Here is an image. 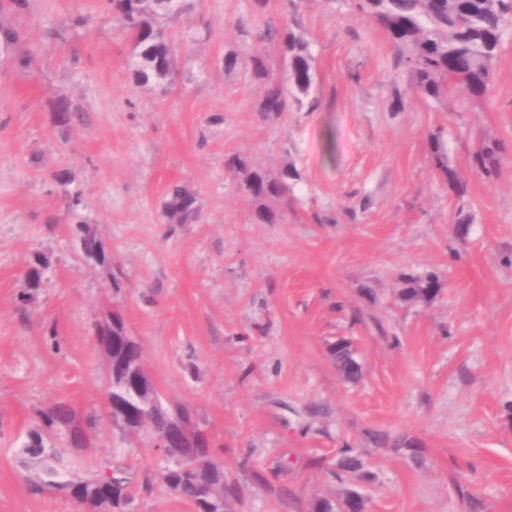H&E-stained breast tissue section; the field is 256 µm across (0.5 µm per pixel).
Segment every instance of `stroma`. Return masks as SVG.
<instances>
[{"mask_svg":"<svg viewBox=\"0 0 512 512\" xmlns=\"http://www.w3.org/2000/svg\"><path fill=\"white\" fill-rule=\"evenodd\" d=\"M285 24L309 43L319 106L264 118L261 89L224 56L278 65L256 34ZM0 25L21 34L10 56L31 61L0 64V512H85L32 489L21 445L51 403L81 419L106 408L94 329L113 310L164 406L208 434L237 512H315L353 493L364 512H512V21L487 93L436 99L356 0H269L261 14L197 0L165 22L174 75L147 86L103 0H6ZM63 103L81 114L68 128ZM436 131L464 195L442 182ZM490 141L503 151L487 178L474 153ZM228 154L300 171L282 223H255ZM174 184L194 193L197 223L161 222ZM70 191L83 208L68 209ZM78 224L102 261L82 254ZM430 272L435 299L404 301L406 276ZM341 338L353 382L330 353ZM54 446L80 468H127V512H190L150 433L105 418L94 447ZM346 453L360 475L338 473ZM341 347L336 349V344L331 348V354L334 358L336 369L347 379H356L359 374V365L353 358L346 341H340Z\"/></svg>","mask_w":512,"mask_h":512,"instance_id":"stroma-1","label":"stroma"}]
</instances>
